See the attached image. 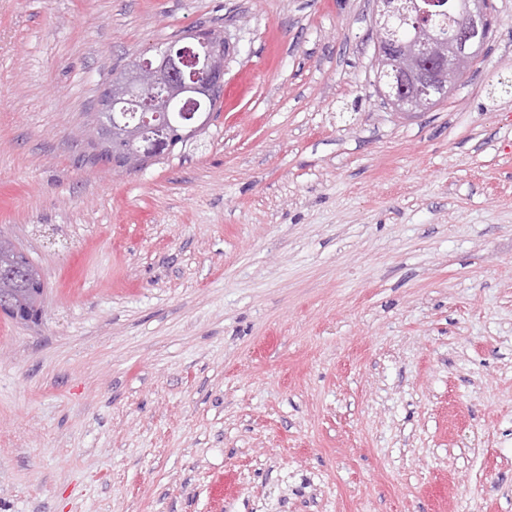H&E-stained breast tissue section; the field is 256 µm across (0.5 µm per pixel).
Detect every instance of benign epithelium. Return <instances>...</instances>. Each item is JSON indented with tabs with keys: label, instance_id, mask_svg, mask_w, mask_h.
I'll return each mask as SVG.
<instances>
[{
	"label": "benign epithelium",
	"instance_id": "1",
	"mask_svg": "<svg viewBox=\"0 0 512 512\" xmlns=\"http://www.w3.org/2000/svg\"><path fill=\"white\" fill-rule=\"evenodd\" d=\"M433 4L434 0H405L394 6L390 0H374L375 12L381 18L376 28L378 50L388 51L396 46L415 61L411 69L397 61L392 70L385 72L384 97L398 112H424L435 99L447 96L450 82L474 65L487 40L490 0H453L451 7L460 23L448 35V52L436 50L437 37H420L409 45L396 44V31L387 24L388 18L401 13L420 35L430 28ZM228 52L227 42L178 39L158 54L142 58L140 66L128 69L113 83L105 111L139 117L137 135L144 142L140 154L144 162L156 160L166 152L162 127L168 119L164 113H177L187 137H194L205 128L210 114L204 106L224 91V67L216 65L215 59Z\"/></svg>",
	"mask_w": 512,
	"mask_h": 512
}]
</instances>
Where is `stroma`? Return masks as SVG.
Returning <instances> with one entry per match:
<instances>
[{"label":"stroma","mask_w":512,"mask_h":512,"mask_svg":"<svg viewBox=\"0 0 512 512\" xmlns=\"http://www.w3.org/2000/svg\"><path fill=\"white\" fill-rule=\"evenodd\" d=\"M430 111L371 0H0V512H512V0ZM231 45L197 139L97 161L112 73ZM224 481L223 500L212 485ZM40 280L38 269L11 241L0 236V296L3 293L10 306L5 314L14 318L16 313L27 320L36 316L42 301L37 302L32 288H39Z\"/></svg>","instance_id":"35a3bbf8"}]
</instances>
